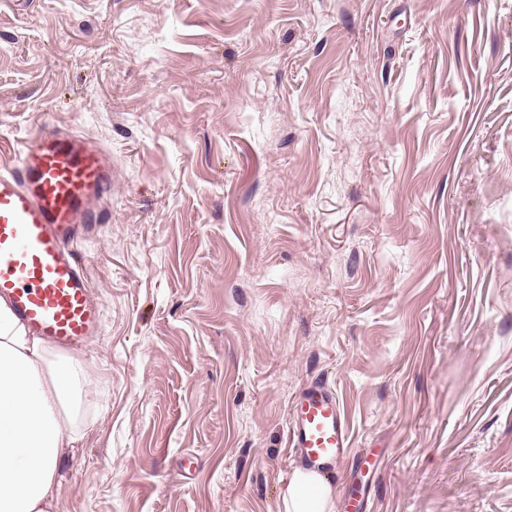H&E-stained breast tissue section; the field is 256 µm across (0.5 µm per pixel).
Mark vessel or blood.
Segmentation results:
<instances>
[{
  "instance_id": "obj_1",
  "label": "vessel or blood",
  "mask_w": 512,
  "mask_h": 512,
  "mask_svg": "<svg viewBox=\"0 0 512 512\" xmlns=\"http://www.w3.org/2000/svg\"><path fill=\"white\" fill-rule=\"evenodd\" d=\"M112 187V159L82 136L42 129L15 165L0 172V296L35 335L57 347L100 327V311L74 244L98 220ZM287 445L324 473L351 448L348 417L334 389L315 380L294 399Z\"/></svg>"
}]
</instances>
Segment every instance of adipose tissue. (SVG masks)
<instances>
[{
    "instance_id": "adipose-tissue-1",
    "label": "adipose tissue",
    "mask_w": 512,
    "mask_h": 512,
    "mask_svg": "<svg viewBox=\"0 0 512 512\" xmlns=\"http://www.w3.org/2000/svg\"><path fill=\"white\" fill-rule=\"evenodd\" d=\"M92 393L77 351L34 335L0 298V512H55L58 473ZM322 474L295 468L283 512H334Z\"/></svg>"
}]
</instances>
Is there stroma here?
Here are the masks:
<instances>
[{
	"mask_svg": "<svg viewBox=\"0 0 512 512\" xmlns=\"http://www.w3.org/2000/svg\"><path fill=\"white\" fill-rule=\"evenodd\" d=\"M112 157L58 512H281L326 381L362 512H512V0H0V169Z\"/></svg>",
	"mask_w": 512,
	"mask_h": 512,
	"instance_id": "35a3bbf8",
	"label": "stroma"
}]
</instances>
